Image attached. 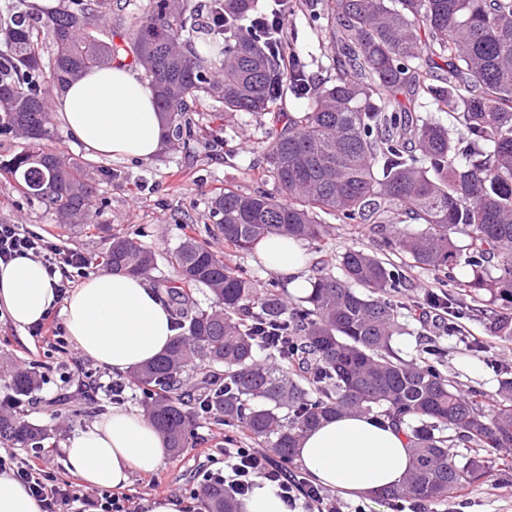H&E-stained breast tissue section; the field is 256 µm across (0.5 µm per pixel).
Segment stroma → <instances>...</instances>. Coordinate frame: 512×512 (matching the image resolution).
<instances>
[{"mask_svg": "<svg viewBox=\"0 0 512 512\" xmlns=\"http://www.w3.org/2000/svg\"><path fill=\"white\" fill-rule=\"evenodd\" d=\"M317 21L307 0H292L288 13V34L296 53L307 65L308 73L317 80H333L332 54L316 34ZM199 121L198 135H216L225 139L234 151L223 159L205 153L201 145L190 143L170 151H161L147 162L107 159L97 160L99 166L112 171L113 178L98 188L101 208L95 225L69 226L40 203L28 202L8 182L0 177V222L24 224L37 233L55 238L59 245L74 248L90 260L89 273L103 272L102 256L112 234L134 235L159 258L150 282L173 276V269L164 255L188 236L206 241L222 251L226 260L243 268L259 283H267L273 274L257 259L254 252H237L227 248L221 236L209 233L213 220L209 214L210 201L216 193L231 186L244 193L258 190L273 191V183L261 179L257 162L261 141L269 123L268 116L256 117L247 113L224 116V106L206 98L193 107ZM393 225L346 223L329 219L327 252L331 270H338L342 253L351 248L370 252L382 259L400 263V255L392 254L386 241L393 234ZM466 266H458L454 277L402 265L403 286L389 293L388 299L399 315L403 332L397 336L395 347L400 356L416 360L429 345L443 350V374L461 390L478 389L493 394L498 388L501 368H512V342L492 338L486 329V319L511 310L503 301L482 296L479 302H468L462 309L459 323L463 333L448 336L442 327L420 317L417 304L426 290L458 295V280L464 279ZM481 341V350L467 346L468 340ZM0 356L9 358L20 368L38 367L42 374L39 387L18 409L20 417L47 426L49 437L45 448L33 451L19 446L0 445V455L16 459H39L42 466L61 478H68L62 448L78 428H81L112 409L141 411L142 392L131 375H119L95 367L84 360L85 369L94 370L104 387L95 399L84 398L78 391V373L70 357L56 344L46 343L12 326L0 315ZM121 382V397H113L108 384ZM226 426L215 419L201 417L188 441V450L178 456H167L154 472L133 475L125 487L126 495L143 499L147 495L176 497L190 504V512H206L201 494L207 470L224 467V435ZM505 452L492 456L490 475L483 481L462 486L453 497L432 504L430 512H512V468L506 464Z\"/></svg>", "mask_w": 512, "mask_h": 512, "instance_id": "obj_1", "label": "stroma"}]
</instances>
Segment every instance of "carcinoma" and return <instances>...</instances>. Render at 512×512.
Masks as SVG:
<instances>
[{"label":"carcinoma","instance_id":"carcinoma-1","mask_svg":"<svg viewBox=\"0 0 512 512\" xmlns=\"http://www.w3.org/2000/svg\"><path fill=\"white\" fill-rule=\"evenodd\" d=\"M184 2L155 0L132 20L112 16V0H64L41 20L25 0L5 4L0 137L20 134L29 147L1 162L0 175L65 223L92 224L91 200L113 173L50 147L47 99L82 72L121 59L154 86L167 148L194 137L189 112L204 97L221 101L227 114H274L261 177L273 180L276 193L226 188L211 200L231 248L247 252L278 235L322 251L327 216L420 224L419 232H398L395 252L453 279L461 258L454 235L463 234L469 273L459 289L512 300V0H320L316 18L326 20L336 63L329 84L310 78L286 36L247 28L253 0H222V54L200 56L185 39ZM289 92L305 100L302 110L278 111ZM426 100L465 130V145L421 114ZM167 262L177 280L165 291L179 305L182 332L132 374L148 391L147 420L173 455L202 412L287 463L323 421L374 414L405 427L413 454L405 482L377 498L426 508L485 477L490 456L512 448V370L502 371L488 414L484 395L442 376L437 349H426L419 363L395 350L398 317L381 298L401 286L393 263L349 249L337 277L322 259L310 294L290 308L275 283L260 287L196 237H185ZM104 263L147 277L157 256L135 238L114 235ZM199 287L209 290L210 307H185L187 291ZM429 302L448 305L444 329L456 335L453 299ZM489 332L512 341V314L494 317ZM0 379L18 402L41 376L1 362ZM47 436L46 427L0 412V443L39 448ZM456 442L474 449L461 465L448 453ZM202 494L207 512H239L221 484Z\"/></svg>","mask_w":512,"mask_h":512}]
</instances>
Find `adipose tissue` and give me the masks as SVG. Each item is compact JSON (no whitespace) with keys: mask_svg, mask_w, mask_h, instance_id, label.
<instances>
[{"mask_svg":"<svg viewBox=\"0 0 512 512\" xmlns=\"http://www.w3.org/2000/svg\"><path fill=\"white\" fill-rule=\"evenodd\" d=\"M153 86L116 63L72 81L56 101L57 119L95 156L151 160L163 126ZM259 261L302 294L306 250L301 241L271 236L256 247ZM55 300L42 262L18 257L0 263V309L20 330L40 322ZM64 326L75 349L97 365L127 373L146 364L176 334L169 307L143 276H90L63 301ZM64 465L90 488L126 485L137 472L157 469L168 454L162 434L141 415L115 409L74 433ZM296 457L311 480L354 500L399 486L412 464L406 438L391 422L342 415L307 432Z\"/></svg>","mask_w":512,"mask_h":512,"instance_id":"adipose-tissue-1","label":"adipose tissue"}]
</instances>
